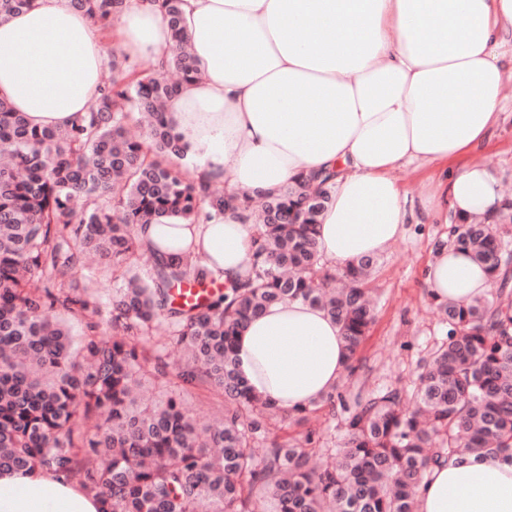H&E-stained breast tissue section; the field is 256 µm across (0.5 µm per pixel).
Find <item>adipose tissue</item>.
I'll use <instances>...</instances> for the list:
<instances>
[{"label": "adipose tissue", "mask_w": 512, "mask_h": 512, "mask_svg": "<svg viewBox=\"0 0 512 512\" xmlns=\"http://www.w3.org/2000/svg\"><path fill=\"white\" fill-rule=\"evenodd\" d=\"M119 53L159 60L173 46L158 6L131 0ZM182 31L198 77L167 104L195 160L187 178L229 190L274 191L337 170L320 218L324 260L342 267L378 255L415 213L506 215L481 152L501 117L502 65L512 55V0H184ZM106 55L99 32L69 0H32L0 23V96L30 125L64 128L88 112ZM404 165L441 173L419 203L393 177ZM144 249L192 255L223 278L249 267L253 220L137 227ZM439 302L488 295L492 283L455 244L429 262ZM253 392L293 412L344 372L339 326L321 307L284 300L249 322L235 352ZM418 512H512V462L469 456L434 467ZM69 475L0 470V512H103Z\"/></svg>", "instance_id": "ef3b65f1"}]
</instances>
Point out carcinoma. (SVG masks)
Wrapping results in <instances>:
<instances>
[{
  "mask_svg": "<svg viewBox=\"0 0 512 512\" xmlns=\"http://www.w3.org/2000/svg\"><path fill=\"white\" fill-rule=\"evenodd\" d=\"M29 2L0 0V23ZM69 2L106 29L130 0ZM181 4L163 0L174 37L166 63L140 73L112 54L100 96L74 125L32 127L0 97V469L74 474L108 512H417L416 490L433 467L466 455L512 458V231L476 217L456 222L454 243L493 291L437 304L448 330L413 391L358 393L349 404L333 389L294 414L252 393L236 367V338L287 299L336 321L355 374L375 319L376 260L338 271L321 261L317 226L334 170L253 197L189 182L173 166L187 147L165 107L197 76ZM134 110L147 122L143 139L127 131ZM240 208L254 217L256 243L243 277L226 282L156 254L149 280L132 273L143 250L137 225L200 224ZM92 257L123 280L105 305L76 286ZM192 287L211 292L178 302L177 290ZM72 319L86 329L78 344ZM166 345L183 350L182 390L150 397L167 374ZM196 387L217 398L203 423L185 403ZM322 407L345 413L343 446L317 456L312 429L269 439L273 419L300 426Z\"/></svg>",
  "mask_w": 512,
  "mask_h": 512,
  "instance_id": "cac0c4a2",
  "label": "carcinoma"
}]
</instances>
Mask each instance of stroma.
<instances>
[{
	"label": "stroma",
	"mask_w": 512,
	"mask_h": 512,
	"mask_svg": "<svg viewBox=\"0 0 512 512\" xmlns=\"http://www.w3.org/2000/svg\"><path fill=\"white\" fill-rule=\"evenodd\" d=\"M503 114L485 154L499 181L512 189V85L505 88ZM451 238L445 224H410L404 235L378 257L373 286L376 319L358 359V379L347 383L346 398L359 391L412 389L424 359L446 333L429 304L423 272L436 246Z\"/></svg>",
	"instance_id": "obj_1"
}]
</instances>
